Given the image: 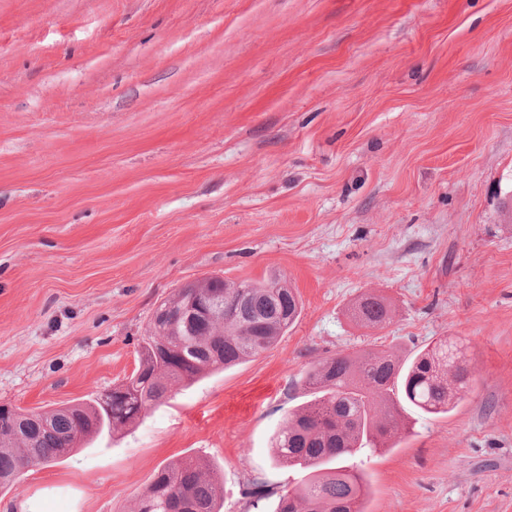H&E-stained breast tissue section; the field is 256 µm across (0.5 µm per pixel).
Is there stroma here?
<instances>
[{
  "label": "stroma",
  "mask_w": 512,
  "mask_h": 512,
  "mask_svg": "<svg viewBox=\"0 0 512 512\" xmlns=\"http://www.w3.org/2000/svg\"><path fill=\"white\" fill-rule=\"evenodd\" d=\"M278 278L271 350L0 489V512H136L217 464L223 512L289 490L271 438L319 359L447 337L456 409L400 418L371 512H512V0H0V405L47 412L138 366L155 308ZM366 293L391 313L349 316ZM352 317L360 326L370 330L383 328L390 322L385 300L373 293L364 294L355 302Z\"/></svg>",
  "instance_id": "1"
}]
</instances>
